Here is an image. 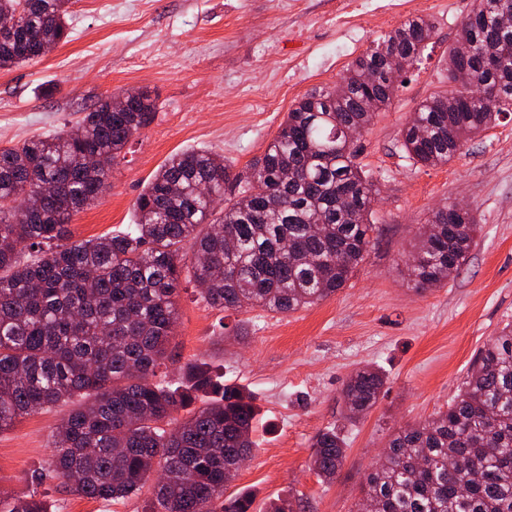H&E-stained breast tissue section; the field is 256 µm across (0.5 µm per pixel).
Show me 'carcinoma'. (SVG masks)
<instances>
[{
  "label": "carcinoma",
  "instance_id": "cac0c4a2",
  "mask_svg": "<svg viewBox=\"0 0 512 512\" xmlns=\"http://www.w3.org/2000/svg\"><path fill=\"white\" fill-rule=\"evenodd\" d=\"M69 4L0 0V22H12L0 30V69L67 39ZM508 8L512 0H478L462 24L448 55L450 89L425 99L402 131L417 163H447L512 112V27L497 23ZM433 33L415 17L384 35L340 82L297 102L245 176L211 150L171 155L118 233L74 241L70 222L99 200L112 167L153 121L149 92L124 112L108 96L69 127L0 148V432L74 402L51 434L52 472L73 493L135 497L155 465L167 480L142 512H251V493L224 486L240 454L256 447L250 395L206 362L180 367L174 384L149 381L167 358L181 276L204 285L200 296L213 307L275 314L345 287L376 231L368 220L376 185L356 162L357 142L395 93L393 65L414 64ZM366 68L380 73L371 87L360 81ZM89 155L101 166H87ZM476 232L471 212L433 213L409 252L413 287L439 286L460 269ZM384 383L374 367L353 372L340 394L346 418L370 411ZM345 455L336 428L314 437L311 466L322 481L336 477ZM0 512L49 507L30 494L0 500ZM356 512H512V326L477 351L446 409L391 434Z\"/></svg>",
  "mask_w": 512,
  "mask_h": 512
}]
</instances>
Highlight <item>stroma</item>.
Segmentation results:
<instances>
[{"instance_id":"1","label":"stroma","mask_w":512,"mask_h":512,"mask_svg":"<svg viewBox=\"0 0 512 512\" xmlns=\"http://www.w3.org/2000/svg\"><path fill=\"white\" fill-rule=\"evenodd\" d=\"M477 0H409L404 19L431 20L435 34L376 112L357 161L378 192L377 240L336 294L288 315L237 312L202 301L181 283L170 359L210 364L253 397L251 460L230 483L254 496L255 512L278 497L299 512H353L359 486L397 428L427 419L458 394L475 353L512 323V113L476 135L445 165L415 163L401 131L420 104L448 90V53ZM70 35L38 62L0 70V147L74 124L99 99L149 90L152 123L112 170V186L71 220L74 239L124 230L142 188L173 154L207 148L243 174L287 113L313 90L339 82L382 36L370 25L349 38L336 0H73ZM470 207L479 230L467 262L444 284L415 291L403 263L443 205ZM385 385L368 413L347 420L340 392L362 366ZM71 409L60 404L0 433V491L40 494L58 512H141L152 493L102 501L74 495L50 468L49 434ZM336 427L347 443L336 478L311 468L314 436Z\"/></svg>"}]
</instances>
